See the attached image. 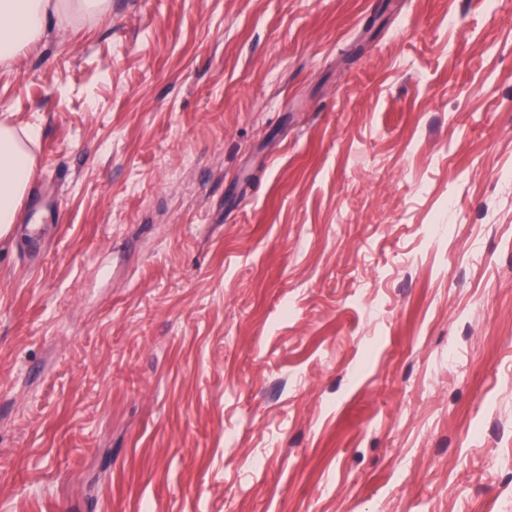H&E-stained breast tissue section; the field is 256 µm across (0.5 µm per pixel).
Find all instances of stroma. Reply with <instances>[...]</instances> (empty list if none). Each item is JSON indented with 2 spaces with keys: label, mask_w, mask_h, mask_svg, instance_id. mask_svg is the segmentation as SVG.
<instances>
[{
  "label": "stroma",
  "mask_w": 512,
  "mask_h": 512,
  "mask_svg": "<svg viewBox=\"0 0 512 512\" xmlns=\"http://www.w3.org/2000/svg\"><path fill=\"white\" fill-rule=\"evenodd\" d=\"M0 113V512H512V0H112ZM38 136L36 127H17L0 119V238L18 224L34 180L37 159L31 146Z\"/></svg>",
  "instance_id": "35a3bbf8"
}]
</instances>
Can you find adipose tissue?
Wrapping results in <instances>:
<instances>
[{"mask_svg":"<svg viewBox=\"0 0 512 512\" xmlns=\"http://www.w3.org/2000/svg\"><path fill=\"white\" fill-rule=\"evenodd\" d=\"M111 0H0V65L9 67L38 48L50 30L70 27L74 17L95 20ZM36 127L0 119V238L9 236L29 197L37 159L31 147Z\"/></svg>","mask_w":512,"mask_h":512,"instance_id":"1","label":"adipose tissue"}]
</instances>
